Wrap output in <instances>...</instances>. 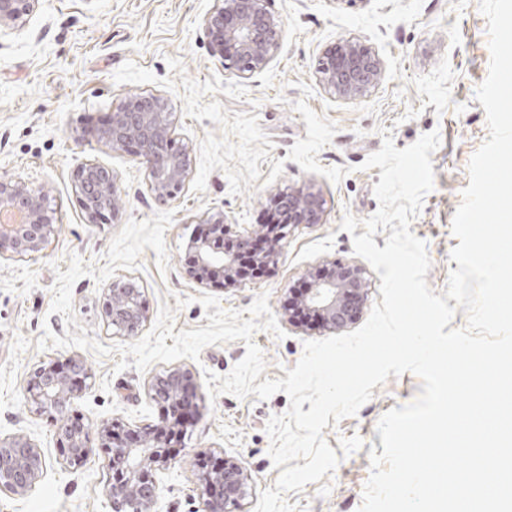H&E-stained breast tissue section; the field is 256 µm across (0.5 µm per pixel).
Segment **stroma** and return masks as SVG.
<instances>
[{
    "label": "stroma",
    "mask_w": 512,
    "mask_h": 512,
    "mask_svg": "<svg viewBox=\"0 0 512 512\" xmlns=\"http://www.w3.org/2000/svg\"><path fill=\"white\" fill-rule=\"evenodd\" d=\"M215 0H40L24 28L0 34V178L19 177L33 188H46L55 210L56 233L37 256L0 260V437L23 434L43 452L47 473L35 490L20 498L0 491V512H112L106 496L104 455L94 452L73 469L61 456L54 430L30 409L24 385L42 363L80 358L91 377L76 400L90 426L119 419L132 427L156 424L161 408L148 387L167 371L157 362L146 371L116 370L119 354L100 358L78 347L37 349L44 330L64 336L61 314L52 312L56 274L67 271L71 256L93 268L106 265L113 237L130 220L169 211L165 231L167 270H160L153 249H145L133 270L118 269L142 288L150 319L161 305L174 307L176 330L207 327L199 298L211 295L223 308L246 310L260 294L283 338L260 331L254 336L265 358L264 375L282 377L294 368L308 340L324 338L315 327L290 324L285 305L307 271L327 263H359L352 237L341 231L344 213L364 219L378 201L373 186L380 168L362 164L382 145L389 130L396 148L439 131L442 142L431 156L435 186L425 197L410 230L427 247L431 268L426 280L443 294L455 263L450 252L458 241L451 231L461 193L469 184L468 163L488 137L477 87L490 67L487 21L479 0H267L266 8L281 29V48L266 70L244 80L224 69L214 56L204 17ZM352 39L380 56L384 76L366 94L341 98L324 90L316 69L339 41ZM141 92L164 97L180 143L191 150L192 169L183 191L168 202L148 189L146 169L129 153L98 143L93 130L122 98ZM309 107L337 127L318 154L325 167H343L339 183L303 171L287 154L306 138L303 116ZM282 174L270 180L274 160ZM88 160L111 168L119 207L99 223H89L76 198L73 174ZM310 183L325 200L323 221L291 229L268 276L241 282L229 290L202 286L186 275L190 240L207 212L222 210L231 224L266 223L273 188ZM105 285L90 275L72 288L73 311L88 337L105 346L127 345L112 335L104 316ZM185 306H177V299ZM243 341L205 347L199 360H176L190 370L198 387L195 420L158 472L156 512H203L194 490V457L202 450L237 460L251 477L245 512H254L261 490L279 475L269 455L265 426L289 408L285 393L266 400L256 395L210 397L206 372L228 374L244 357ZM422 390L418 376L389 377L372 390L356 415L323 430L340 459L332 475L307 484L286 499L298 512H359L371 475L369 452L380 445L377 424L384 413L414 401Z\"/></svg>",
    "instance_id": "35a3bbf8"
}]
</instances>
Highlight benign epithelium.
I'll use <instances>...</instances> for the list:
<instances>
[{
	"instance_id": "benign-epithelium-1",
	"label": "benign epithelium",
	"mask_w": 512,
	"mask_h": 512,
	"mask_svg": "<svg viewBox=\"0 0 512 512\" xmlns=\"http://www.w3.org/2000/svg\"><path fill=\"white\" fill-rule=\"evenodd\" d=\"M39 0H0V30L23 27ZM213 10L203 19L212 48L224 62V70L240 79L262 72L280 49L281 29L265 7L266 0H215ZM383 78V64L371 47L353 40L341 41L317 70V79L334 95L353 98L377 86ZM176 127L164 99L156 94L122 98L97 127L98 139L114 152H129L149 175L152 196L166 202L184 188L191 171L188 149L176 146ZM75 192L89 222L96 223L115 210L116 189L112 170L96 162L82 164L73 176ZM288 199V212L273 225L269 242L260 256L275 262L280 243L291 227L319 224L324 200L311 186H298L275 194ZM18 217L0 224V254L7 249L14 258H32L54 235V212L44 190L25 180L0 179V216ZM206 232L193 239L194 265L188 276L199 284L222 278L224 288L240 284L237 252L251 249L259 229H246L225 222L224 212L211 211L205 219ZM232 237L238 251L217 248L215 237ZM327 277L316 276L302 298L317 313L319 328L337 332L354 323L367 298V279L357 264H333ZM141 291L133 279L112 281L105 293V319L113 333L137 336L148 315L140 300ZM89 371L83 361L43 364L30 376L25 387L26 402L46 416L66 452V462L79 468L94 449L103 451L107 461L106 493L112 512H155L159 494L157 473L168 464L169 439L185 434L195 396L191 375L179 369L157 378L149 387L150 398L168 408L159 423L133 431L114 420L97 429L86 424L75 410V400L87 386ZM210 455L201 453L196 464V491L204 512H243L249 475L236 461L224 460V468L207 466ZM47 471L41 449L24 436L0 439V490L17 497L27 496Z\"/></svg>"
}]
</instances>
